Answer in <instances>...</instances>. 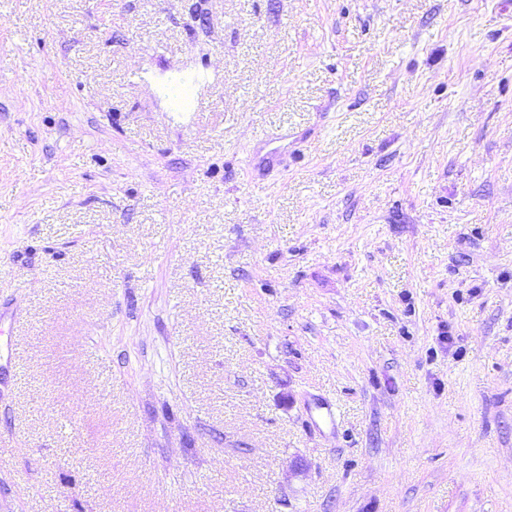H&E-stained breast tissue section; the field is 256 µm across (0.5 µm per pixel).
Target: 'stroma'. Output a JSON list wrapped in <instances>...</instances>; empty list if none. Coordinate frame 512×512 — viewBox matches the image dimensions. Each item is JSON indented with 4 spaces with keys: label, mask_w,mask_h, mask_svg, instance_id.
<instances>
[{
    "label": "stroma",
    "mask_w": 512,
    "mask_h": 512,
    "mask_svg": "<svg viewBox=\"0 0 512 512\" xmlns=\"http://www.w3.org/2000/svg\"><path fill=\"white\" fill-rule=\"evenodd\" d=\"M0 512H512V0H0Z\"/></svg>",
    "instance_id": "1"
}]
</instances>
